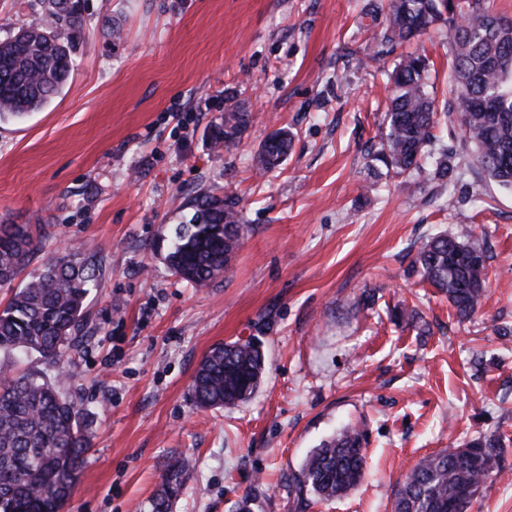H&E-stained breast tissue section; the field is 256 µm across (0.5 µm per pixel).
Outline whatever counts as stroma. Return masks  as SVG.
Returning a JSON list of instances; mask_svg holds the SVG:
<instances>
[{
    "label": "stroma",
    "instance_id": "stroma-1",
    "mask_svg": "<svg viewBox=\"0 0 512 512\" xmlns=\"http://www.w3.org/2000/svg\"><path fill=\"white\" fill-rule=\"evenodd\" d=\"M363 0H87L64 89L0 122V224L43 227L30 263L101 247L90 332L61 383L92 437L66 512H151L171 457L193 462L173 512H392L425 456L485 434L504 459L470 512H512V191L476 163L449 186L375 176L369 152L400 48L375 46ZM120 27L113 40L111 27ZM426 51L437 100L449 39ZM241 136L214 149L226 110ZM294 145L262 175L272 131ZM234 191L246 229L229 269L196 288L157 251L186 201ZM486 241L488 285L458 321L412 270L426 238ZM416 310L413 324L394 318ZM260 341L258 392L197 408L192 376L214 346ZM368 467L346 496L299 489L313 448L345 427Z\"/></svg>",
    "mask_w": 512,
    "mask_h": 512
}]
</instances>
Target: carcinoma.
<instances>
[{
  "label": "carcinoma",
  "mask_w": 512,
  "mask_h": 512,
  "mask_svg": "<svg viewBox=\"0 0 512 512\" xmlns=\"http://www.w3.org/2000/svg\"><path fill=\"white\" fill-rule=\"evenodd\" d=\"M40 14L0 41V121L43 109L58 95L73 67L74 45L86 26L82 0H39ZM368 11L385 12V27L373 39L407 43L433 28H445L451 44L448 98L438 106L428 89L429 58L400 57L383 124L385 135L371 155L396 177L425 173L442 180L456 156L441 153L425 167L435 139L438 110L457 121L463 140L487 177L512 189V20L492 12L488 0H372ZM246 114L228 111L213 133L215 145L238 139ZM292 145L286 129L260 146L258 169L269 173ZM190 219L167 244L169 269L194 287L227 270L245 231L234 192L190 199ZM43 235L28 224L0 228V286H10L40 249ZM487 247L482 238L448 232L419 247L414 272L448 298L455 315L471 318L487 288ZM100 248L77 247L50 257L29 274L0 309V512H64L80 479L90 438L80 403L60 392V376L86 335V303L103 267ZM37 354L56 370L19 371L9 358ZM266 358L261 345L237 339L211 349L191 382L198 408L233 406L249 400L262 383ZM503 445L479 436L462 448H443L418 463L394 493L392 512H469L484 482L500 466ZM188 459H170L152 512H172L184 486ZM361 434L346 430L322 442L305 460L300 488L320 498L347 493L365 477Z\"/></svg>",
  "instance_id": "1"
}]
</instances>
